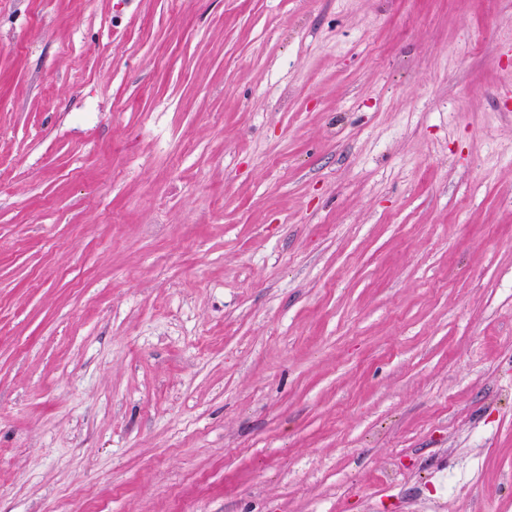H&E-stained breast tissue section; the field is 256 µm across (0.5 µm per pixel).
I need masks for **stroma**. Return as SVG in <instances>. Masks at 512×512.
Returning a JSON list of instances; mask_svg holds the SVG:
<instances>
[{
    "mask_svg": "<svg viewBox=\"0 0 512 512\" xmlns=\"http://www.w3.org/2000/svg\"><path fill=\"white\" fill-rule=\"evenodd\" d=\"M512 512V0H0V512Z\"/></svg>",
    "mask_w": 512,
    "mask_h": 512,
    "instance_id": "35a3bbf8",
    "label": "stroma"
}]
</instances>
